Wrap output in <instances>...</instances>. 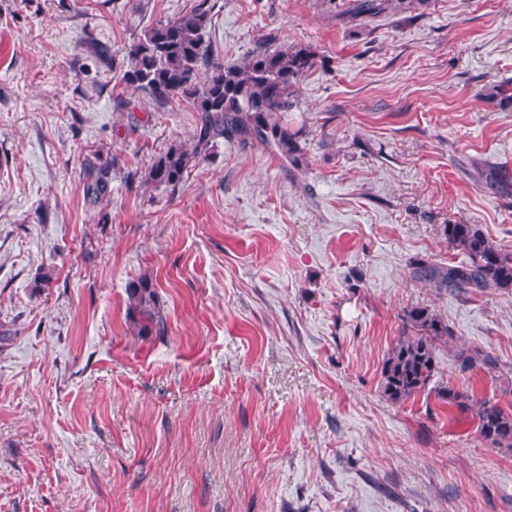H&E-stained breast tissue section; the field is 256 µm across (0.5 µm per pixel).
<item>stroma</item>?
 Here are the masks:
<instances>
[{"label": "stroma", "mask_w": 512, "mask_h": 512, "mask_svg": "<svg viewBox=\"0 0 512 512\" xmlns=\"http://www.w3.org/2000/svg\"><path fill=\"white\" fill-rule=\"evenodd\" d=\"M199 0H0V512H512V450L439 393L512 405V293L412 279L448 224L512 250V0H209L236 64L308 46L305 159L224 143L146 184L195 112L125 84L129 51ZM112 192L84 199L89 166ZM50 282H43V275ZM150 275L166 321L138 335ZM451 336L428 388L380 389L403 315ZM496 369L461 375L458 351ZM391 0H350L346 14L351 18L365 21L385 12L391 6ZM486 187L499 197L512 196V179L506 171L502 169H488L485 174ZM155 284L148 276H141L128 288V319L141 336L166 333V321L156 303Z\"/></svg>", "instance_id": "1"}]
</instances>
